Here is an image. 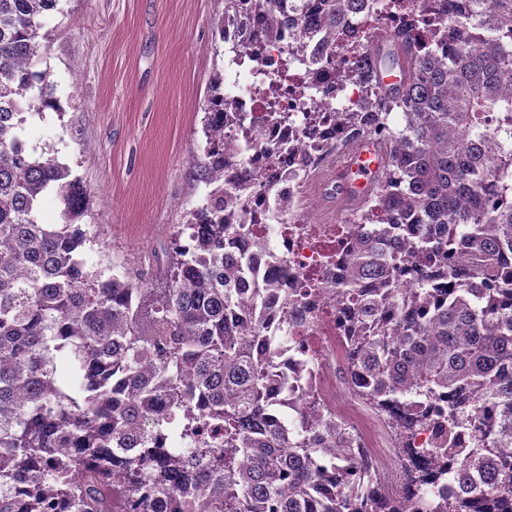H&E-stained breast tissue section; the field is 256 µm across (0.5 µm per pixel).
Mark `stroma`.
<instances>
[{"label": "stroma", "instance_id": "obj_1", "mask_svg": "<svg viewBox=\"0 0 512 512\" xmlns=\"http://www.w3.org/2000/svg\"><path fill=\"white\" fill-rule=\"evenodd\" d=\"M43 19L38 70L61 108L31 116V148L57 155L94 197L82 224L92 262L120 256L148 277L173 225L201 200L206 95L224 45V0H61Z\"/></svg>", "mask_w": 512, "mask_h": 512}]
</instances>
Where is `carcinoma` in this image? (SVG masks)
I'll use <instances>...</instances> for the list:
<instances>
[{"mask_svg": "<svg viewBox=\"0 0 512 512\" xmlns=\"http://www.w3.org/2000/svg\"><path fill=\"white\" fill-rule=\"evenodd\" d=\"M287 0H224L270 38ZM293 39L322 30L360 64L363 110L336 121L385 150L330 283L345 305L347 388L392 403L402 456L452 459L408 470L405 505L386 490L353 430L310 388V359L288 328L310 302L235 209L218 172L244 161L216 143L224 72L209 83L205 201L176 224L166 267L148 281L126 262L90 263L91 189L55 155L36 153L29 115L60 110L34 69L42 19L59 0H0V512H512V0H435L424 42L412 0H299ZM407 15L385 35V13ZM408 56L406 79L380 69ZM61 224L39 219L42 198ZM416 284L399 279L402 266ZM60 359L71 377H56ZM432 427V448L413 447Z\"/></svg>", "mask_w": 512, "mask_h": 512, "instance_id": "1", "label": "carcinoma"}]
</instances>
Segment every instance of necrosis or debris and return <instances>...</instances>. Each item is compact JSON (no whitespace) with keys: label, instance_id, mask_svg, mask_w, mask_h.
Returning <instances> with one entry per match:
<instances>
[{"label":"necrosis or debris","instance_id":"4bbe7bcc","mask_svg":"<svg viewBox=\"0 0 512 512\" xmlns=\"http://www.w3.org/2000/svg\"><path fill=\"white\" fill-rule=\"evenodd\" d=\"M281 37L266 40L241 58L224 63V98L233 111L257 116L256 124L225 133L224 151L240 155L259 182L239 193V214L257 237L270 241L288 270V287L309 292L312 322L297 328L317 371L314 393L352 426L377 469L392 464L384 414L336 393L334 369L343 361L341 302L326 286L336 271V248L343 219L322 222L319 177L332 175V149L349 132L336 124L340 112L359 110L363 90L354 80L336 81L341 56L333 39L319 33L308 40L300 64L286 67L288 25Z\"/></svg>","mask_w":512,"mask_h":512}]
</instances>
